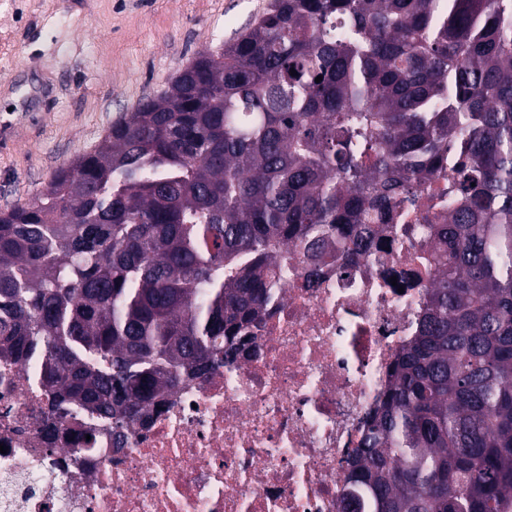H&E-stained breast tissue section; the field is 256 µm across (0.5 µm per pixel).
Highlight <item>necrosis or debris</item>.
Listing matches in <instances>:
<instances>
[{
    "mask_svg": "<svg viewBox=\"0 0 512 512\" xmlns=\"http://www.w3.org/2000/svg\"><path fill=\"white\" fill-rule=\"evenodd\" d=\"M447 204L441 169L371 253L349 267L328 259L314 288L281 249L286 275L245 330L254 355L185 381L121 447L111 421L53 412L29 368L0 362V512H339L350 455L426 309L411 273H435L429 226ZM80 433L93 454L76 451Z\"/></svg>",
    "mask_w": 512,
    "mask_h": 512,
    "instance_id": "1",
    "label": "necrosis or debris"
}]
</instances>
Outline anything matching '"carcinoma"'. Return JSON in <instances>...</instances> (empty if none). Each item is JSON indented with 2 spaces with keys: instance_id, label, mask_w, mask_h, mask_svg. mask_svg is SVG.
Here are the masks:
<instances>
[{
  "instance_id": "cac0c4a2",
  "label": "carcinoma",
  "mask_w": 512,
  "mask_h": 512,
  "mask_svg": "<svg viewBox=\"0 0 512 512\" xmlns=\"http://www.w3.org/2000/svg\"><path fill=\"white\" fill-rule=\"evenodd\" d=\"M444 167L429 303L344 500L512 512V0H272L0 212V361L119 446L182 376L239 354L279 245L313 287Z\"/></svg>"
}]
</instances>
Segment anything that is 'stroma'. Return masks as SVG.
Instances as JSON below:
<instances>
[{
    "label": "stroma",
    "instance_id": "obj_1",
    "mask_svg": "<svg viewBox=\"0 0 512 512\" xmlns=\"http://www.w3.org/2000/svg\"><path fill=\"white\" fill-rule=\"evenodd\" d=\"M271 0H0V212Z\"/></svg>",
    "mask_w": 512,
    "mask_h": 512
}]
</instances>
